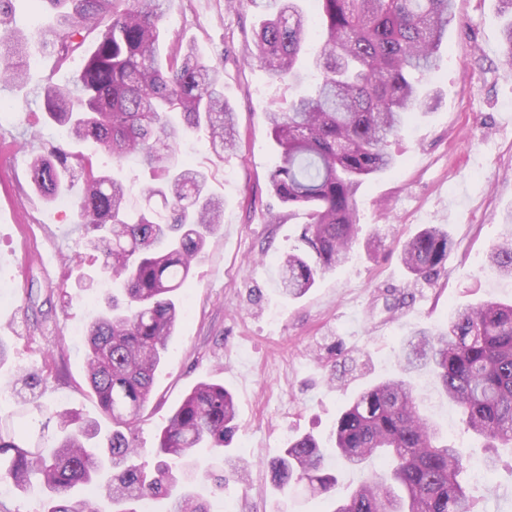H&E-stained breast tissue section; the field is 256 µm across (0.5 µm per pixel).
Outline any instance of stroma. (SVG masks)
Returning a JSON list of instances; mask_svg holds the SVG:
<instances>
[{
    "label": "stroma",
    "mask_w": 512,
    "mask_h": 512,
    "mask_svg": "<svg viewBox=\"0 0 512 512\" xmlns=\"http://www.w3.org/2000/svg\"><path fill=\"white\" fill-rule=\"evenodd\" d=\"M504 17L497 0H456L432 89L436 108L414 114L390 143L396 166L368 179L357 196L358 234L348 261L321 274L303 297L279 289L278 256L300 246L302 219L272 194L276 147L266 121L272 102L294 91L247 64L257 19L225 0H174L168 39L194 43L224 67V96L238 115L239 148L215 153L206 134L192 136L180 157L209 175L208 190L224 200V223L193 268L185 299L189 312L171 337L152 395L141 411L139 444L148 464L172 410L201 381L224 384L239 425L230 464L197 451L200 467L223 476L207 495L212 512L224 498L237 512H327L329 501L308 489L277 491L268 468L288 442L305 433L328 440L343 407L392 374L401 342L421 328L447 322L476 303L512 300V281L486 261L512 213V74L502 68ZM82 57L58 65L38 51L22 84L0 91L13 118L0 126V342L10 357L0 380L27 371L48 376L44 401L95 418L99 408L87 380L85 327L104 290L92 278L100 261L78 257L83 230L73 210L46 202L30 163L60 147L93 153L57 136L44 110L48 84H66ZM429 224L448 230L454 248L434 282L402 265V244ZM380 238L375 254L366 243ZM418 400L452 442L464 436L457 407L432 380ZM487 481L469 480L486 512H512V450L499 449Z\"/></svg>",
    "instance_id": "obj_1"
}]
</instances>
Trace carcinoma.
<instances>
[{
	"mask_svg": "<svg viewBox=\"0 0 512 512\" xmlns=\"http://www.w3.org/2000/svg\"><path fill=\"white\" fill-rule=\"evenodd\" d=\"M12 0H0V78L21 81L27 37L11 27ZM172 0H37L55 11L46 46L67 61L88 38L95 49L77 79L50 84L49 120L76 141H91L113 161L130 157L151 167L171 195H160L169 216L130 208L125 185L94 165L92 156L54 148L30 164L35 188L49 201L69 178L83 182L73 202L83 245L102 257L100 272L119 286L84 329L89 387L112 432L70 409L37 401L46 385L39 372L12 382L16 407L30 423L0 424V485L19 491L38 483L45 512H143L147 499L169 500V512H209L182 486L180 467L197 448L232 458L228 448L236 408L224 385L200 382L162 429L155 473L137 462L140 413L169 339L185 312L178 292L221 228L224 200L206 175L175 160L181 137L208 133L214 149H237V113L224 99V68L195 45L165 48L162 27ZM262 16L250 62L275 83L299 86L308 41L318 44L311 90L266 112L279 160L270 173L274 194L305 219L298 253L280 261L281 293L304 295L324 271L346 261L357 236V193L364 181L394 168L390 139L407 118L427 113L435 98L428 77L439 68L455 0H316L310 18L300 0H229ZM453 241L431 225L404 243L401 259L416 277L432 281ZM488 262L512 278V233ZM432 373L460 410L464 432L479 445L443 443L437 423L416 395V373ZM39 430L41 444L29 431ZM512 446V304L485 301L447 324L405 338L397 374L361 392L336 420L333 451L342 465L361 469L382 457L387 475L363 479L329 512H484L461 475L479 453L488 466L498 448ZM276 488L305 483L336 503V476L325 472L319 441L306 434L272 464Z\"/></svg>",
	"mask_w": 512,
	"mask_h": 512,
	"instance_id": "cac0c4a2",
	"label": "carcinoma"
}]
</instances>
